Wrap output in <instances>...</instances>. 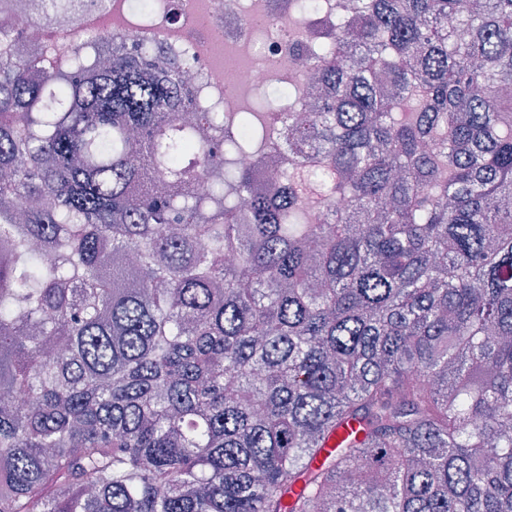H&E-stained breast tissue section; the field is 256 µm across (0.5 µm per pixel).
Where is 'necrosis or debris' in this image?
Here are the masks:
<instances>
[{
  "label": "necrosis or debris",
  "instance_id": "obj_1",
  "mask_svg": "<svg viewBox=\"0 0 512 512\" xmlns=\"http://www.w3.org/2000/svg\"><path fill=\"white\" fill-rule=\"evenodd\" d=\"M248 5L244 12L229 0H160L143 23L164 52L194 50L192 84L210 111L237 112L246 99L288 90V56L305 32L288 29V0Z\"/></svg>",
  "mask_w": 512,
  "mask_h": 512
}]
</instances>
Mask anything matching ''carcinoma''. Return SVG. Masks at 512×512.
Returning a JSON list of instances; mask_svg holds the SVG:
<instances>
[{"label":"carcinoma","instance_id":"obj_1","mask_svg":"<svg viewBox=\"0 0 512 512\" xmlns=\"http://www.w3.org/2000/svg\"><path fill=\"white\" fill-rule=\"evenodd\" d=\"M108 6L0 23V512H512V0H289L305 119ZM130 1L114 0L112 8L107 13L99 14L91 19L87 25L88 29L101 32H112V36L125 33L129 28L136 25L135 17L129 9Z\"/></svg>","mask_w":512,"mask_h":512}]
</instances>
